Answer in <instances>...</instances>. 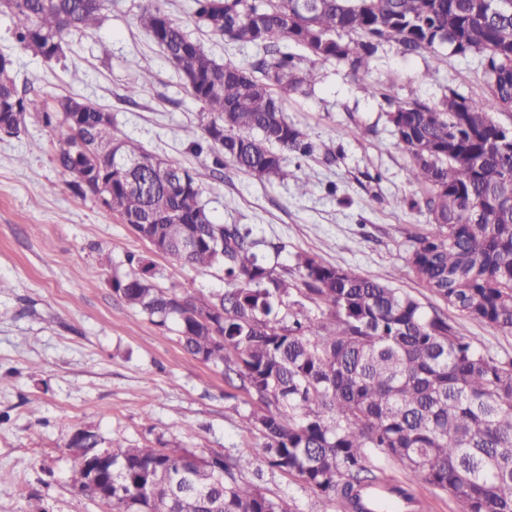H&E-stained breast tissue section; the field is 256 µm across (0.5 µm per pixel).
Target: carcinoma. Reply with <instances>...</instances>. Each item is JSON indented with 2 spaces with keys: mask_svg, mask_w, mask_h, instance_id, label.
Wrapping results in <instances>:
<instances>
[{
  "mask_svg": "<svg viewBox=\"0 0 512 512\" xmlns=\"http://www.w3.org/2000/svg\"><path fill=\"white\" fill-rule=\"evenodd\" d=\"M215 34L256 48L246 64L218 61L152 0L139 25L202 108L190 142L216 167L285 181L288 155L309 157V136L284 117L285 95L306 93L318 63L365 66L382 43L418 54L448 44L480 59L486 95L450 91L429 104L385 94L388 122L411 157L432 230L414 237L408 267L458 315L512 334V0H194ZM102 0H0L22 48L37 38L47 62L66 37L94 30ZM0 128L17 136L30 116L63 128L57 160L80 203L92 195L153 251L217 270L225 288L190 294L158 285L142 255L112 290L153 324L175 327L193 357L231 372L258 404L242 416L263 442L207 459L188 448L131 447L78 429L83 449L69 481L103 512H298L246 480L258 456L343 512H369L363 494L385 486L416 512L411 485L454 499L460 512H512V360L460 334L379 278L295 257L288 281L260 254L247 224L215 222L195 173L151 154L103 110L72 96L52 101L19 85L0 56ZM322 319L313 323L301 299ZM399 462L407 481L385 480L371 454Z\"/></svg>",
  "mask_w": 512,
  "mask_h": 512,
  "instance_id": "obj_1",
  "label": "carcinoma"
}]
</instances>
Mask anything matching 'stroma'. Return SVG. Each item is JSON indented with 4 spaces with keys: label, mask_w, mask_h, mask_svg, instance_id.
Masks as SVG:
<instances>
[{
    "label": "stroma",
    "mask_w": 512,
    "mask_h": 512,
    "mask_svg": "<svg viewBox=\"0 0 512 512\" xmlns=\"http://www.w3.org/2000/svg\"><path fill=\"white\" fill-rule=\"evenodd\" d=\"M148 3L104 0L99 27L69 37L57 63L23 50L0 15V54L47 98L105 107L123 134L194 172L214 221L252 225L277 272L294 271L296 255L308 254L442 307L407 266L413 237L429 228L427 212L389 205L422 191L409 179L411 159L392 133L381 93L393 79L401 100L432 102L451 90L482 97L477 58L445 44L415 55L386 44L356 74L339 62L317 64L312 93L288 96L285 107L287 121L316 150L289 157L296 178L282 183L229 162L212 170L190 152L201 106L140 27ZM164 7L217 60L253 56V48L202 27L193 0H166ZM145 68L150 83L127 100V86ZM361 125L371 134L357 136ZM60 138L33 119L19 135H0V512H101L67 481L77 455L69 442L80 428L133 447L189 448L206 457L234 455L261 440L242 420L255 395L188 354L175 332L153 325L110 286L113 275L126 272L130 252L152 259L162 287L216 291L224 287L221 273L154 253L95 198L74 204L56 161ZM299 178L308 180L307 192L298 190ZM93 270L101 281L90 288ZM456 323L478 349L512 360V335L463 317ZM259 469L257 484L293 497L299 512H336L296 478L264 462Z\"/></svg>",
    "instance_id": "stroma-1"
}]
</instances>
